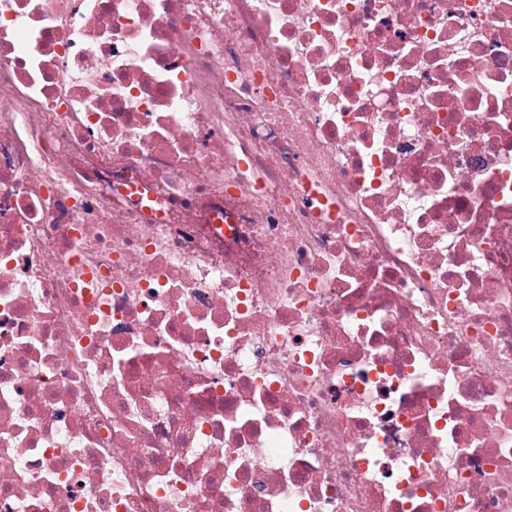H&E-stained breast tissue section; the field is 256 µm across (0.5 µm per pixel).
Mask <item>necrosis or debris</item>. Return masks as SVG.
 <instances>
[{"mask_svg":"<svg viewBox=\"0 0 512 512\" xmlns=\"http://www.w3.org/2000/svg\"><path fill=\"white\" fill-rule=\"evenodd\" d=\"M0 512H512V0H0Z\"/></svg>","mask_w":512,"mask_h":512,"instance_id":"4bbe7bcc","label":"necrosis or debris"}]
</instances>
